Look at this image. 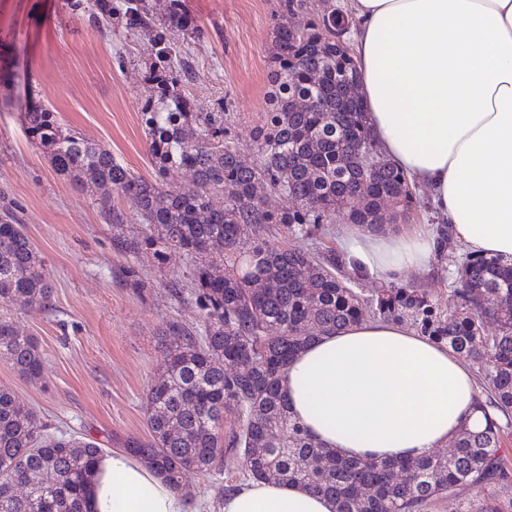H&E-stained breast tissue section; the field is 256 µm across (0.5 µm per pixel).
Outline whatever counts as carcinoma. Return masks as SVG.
I'll list each match as a JSON object with an SVG mask.
<instances>
[{
  "instance_id": "1",
  "label": "carcinoma",
  "mask_w": 512,
  "mask_h": 512,
  "mask_svg": "<svg viewBox=\"0 0 512 512\" xmlns=\"http://www.w3.org/2000/svg\"><path fill=\"white\" fill-rule=\"evenodd\" d=\"M305 0H279L272 29L266 122L253 131L257 155L227 138L231 115L197 112L185 87L194 62L182 49L206 32L181 0L159 13L150 0H94L91 26L152 36L153 94L141 107L154 176L137 175L99 142L65 127L39 95L21 113L29 141L76 190H92L112 225L118 252L150 246L192 260L188 282H170L181 304L196 308L194 327L162 331L166 357L145 394L150 438L121 447L174 489L188 472L222 473L235 463L256 480L297 483L334 500L335 512H424L460 484L483 487L502 475L501 422L512 421V262L467 256L448 313L422 295L389 290L376 301L383 317H411L432 341L478 365L485 406L497 413L480 431L463 429L448 456L359 461L317 443L288 410L280 381L310 341L364 316L359 296L338 274L332 247L282 248L251 240L248 230L283 224L309 234L343 213L374 233L408 218L412 185L377 151L360 75L340 39L336 11L290 16ZM273 192L294 202L268 208ZM145 225L140 239L125 224ZM53 285L42 255L11 217L0 219V361L35 381L45 370L38 342L13 320L46 307ZM493 321L497 329L485 333ZM236 423L224 429V410ZM100 444L49 432L9 387H0V512H85V491Z\"/></svg>"
}]
</instances>
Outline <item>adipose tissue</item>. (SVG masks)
<instances>
[{
	"mask_svg": "<svg viewBox=\"0 0 512 512\" xmlns=\"http://www.w3.org/2000/svg\"><path fill=\"white\" fill-rule=\"evenodd\" d=\"M368 122L386 159L427 186L465 252L512 260V0H351ZM350 267L424 271L434 225L407 235L345 228ZM296 420L337 455L410 458L486 425L472 366L396 320L317 337L281 382ZM87 512H200L122 450L97 458ZM224 512H334L297 484L251 481Z\"/></svg>",
	"mask_w": 512,
	"mask_h": 512,
	"instance_id": "obj_1",
	"label": "adipose tissue"
}]
</instances>
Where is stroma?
<instances>
[{"label": "stroma", "instance_id": "1", "mask_svg": "<svg viewBox=\"0 0 512 512\" xmlns=\"http://www.w3.org/2000/svg\"><path fill=\"white\" fill-rule=\"evenodd\" d=\"M208 37L190 44L196 77L187 87L197 111L224 107L237 148L255 154L254 126L268 107L271 31L278 0H181ZM150 37L109 29L93 31L69 0H0V216L20 224L45 259L53 297L41 311L17 315L45 361L41 380L30 382L0 364V386L12 388L59 434L98 441L104 451L127 437L147 439L145 393L166 349L160 330L175 319L192 327L195 309L171 297V279L187 277L188 257L178 252L158 262L153 251L137 258L117 252L95 195L79 192L55 173L22 124L26 94L47 99L66 127L98 141L136 173L151 175L140 110L153 92L147 77ZM460 251L441 248L424 272L378 279L342 265L355 291L371 305L384 290L425 292L438 314L448 311ZM147 282L137 290L134 280ZM505 480L486 489L462 484L427 512H457L459 503L492 497L512 503V428L501 438ZM240 466L223 473L187 474L194 501L221 512L226 494L244 479Z\"/></svg>", "mask_w": 512, "mask_h": 512}]
</instances>
